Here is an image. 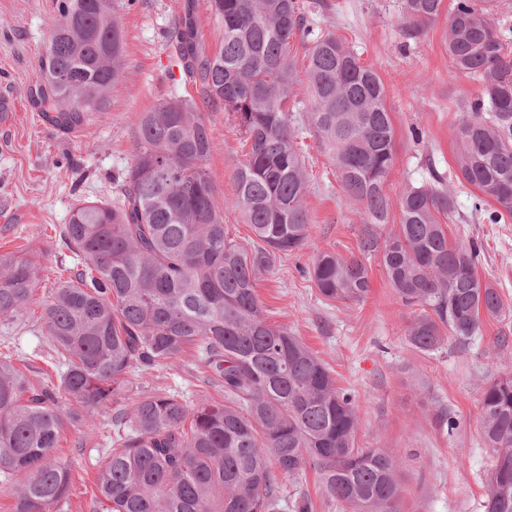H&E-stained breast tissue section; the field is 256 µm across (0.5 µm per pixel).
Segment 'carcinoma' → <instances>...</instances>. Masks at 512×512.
<instances>
[{
    "label": "carcinoma",
    "instance_id": "cac0c4a2",
    "mask_svg": "<svg viewBox=\"0 0 512 512\" xmlns=\"http://www.w3.org/2000/svg\"><path fill=\"white\" fill-rule=\"evenodd\" d=\"M443 0H405L419 33ZM497 0H454L448 56L481 91L467 105L455 155L460 182L474 187L485 220L512 217V50ZM224 28L213 55L198 50L187 0L178 58L200 97L239 121L248 149L233 175L232 204L258 248L248 252L224 227L204 162L214 144L192 94L173 96L136 120L135 155L112 200L80 199L61 225L74 260L51 290L42 318L55 379L32 380L0 353V483L14 485L13 512H58L72 471L52 459L62 431L113 412L115 448L97 473L108 512H283L281 478L311 468L340 512H400L399 460L358 444L354 394L263 310L257 285L275 258L301 249L310 224L309 178L288 117L304 90L302 116L333 161L343 191L362 209L360 255H317L309 275L319 293L360 302L371 286L366 260L412 311L407 340L430 352L452 336L464 344L484 320L504 313L498 291L477 275L479 250L452 243L439 221L446 192L410 186L399 224L381 237L392 203L386 179L395 130L386 89L334 34L307 23L300 0H207ZM59 19L39 64L38 104L71 127L115 89L124 38L112 0H59ZM309 43L306 80L288 48ZM34 263L0 255V320L21 322L35 287ZM197 354L222 402L154 386L122 402L128 376ZM479 427L493 456L483 485L485 512H512V374L480 399Z\"/></svg>",
    "mask_w": 512,
    "mask_h": 512
}]
</instances>
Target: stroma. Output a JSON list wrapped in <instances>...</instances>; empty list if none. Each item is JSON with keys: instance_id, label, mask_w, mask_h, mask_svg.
<instances>
[{"instance_id": "stroma-1", "label": "stroma", "mask_w": 512, "mask_h": 512, "mask_svg": "<svg viewBox=\"0 0 512 512\" xmlns=\"http://www.w3.org/2000/svg\"><path fill=\"white\" fill-rule=\"evenodd\" d=\"M183 2L114 0L124 33L119 82L100 109L89 112L82 130L65 133L46 128L29 95L58 18L56 0H0V100L14 104L13 119L0 124V254L33 257L37 275L25 320L0 323V351L12 354L18 368L53 372L42 313L51 289L68 277L71 260L58 246V230L75 200L112 197L115 177L134 162L136 115L181 90L168 71ZM303 2L322 31L342 38L385 85L396 147L387 181L391 200L410 186L442 185L454 199L446 219L450 240L480 246L481 280L512 308V223H487L474 208V188L456 177L458 128L481 87L451 63L444 44L447 14L416 34L406 23L404 0ZM203 115L214 142L205 167L217 197L229 198L244 136L232 113L207 108ZM292 125L310 176V231L300 251L277 260L260 280L264 309L330 368L340 387L353 391L360 445L400 458L402 512H483L492 456L480 435V399L495 378L512 373V341L496 343L500 332L512 329V316L485 321L466 345L450 338L438 350H416L406 337L410 310L377 256L368 261L371 291L364 302L346 305L323 297L307 270L322 251L356 254L362 215L312 130L299 118ZM194 361L189 350L171 367L133 374L131 381L189 395L196 390ZM442 410L455 415L458 429L439 424ZM113 435L106 413L96 415L94 428L70 427L61 434L52 457L70 466L74 487L60 512H107L97 498L96 476Z\"/></svg>"}]
</instances>
